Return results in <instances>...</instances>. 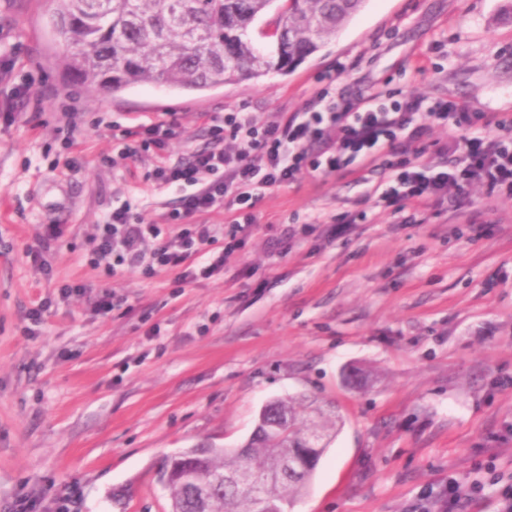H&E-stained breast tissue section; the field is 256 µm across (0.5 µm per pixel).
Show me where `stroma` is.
<instances>
[{
	"mask_svg": "<svg viewBox=\"0 0 512 512\" xmlns=\"http://www.w3.org/2000/svg\"><path fill=\"white\" fill-rule=\"evenodd\" d=\"M50 0H0V512H168L156 471L200 442L238 448L262 406L314 397L342 425L291 512H495L512 492V198L487 229L452 215L398 224L329 177L266 191L262 221L223 272L175 287L161 272L111 279L124 302L95 305L88 239L113 207L144 222L177 193L147 165L106 162L119 126L175 113L171 161L207 145L206 112L261 122L302 111L334 79L512 113V0H365L295 70L204 91L145 84L108 95L64 78ZM33 81L40 114L14 95ZM82 109L84 137L58 113ZM363 210V224L335 223ZM321 223H311V216ZM61 239L29 253L45 225ZM88 289L61 298L65 284ZM40 310L32 319V310ZM368 372L362 388L346 384Z\"/></svg>",
	"mask_w": 512,
	"mask_h": 512,
	"instance_id": "1",
	"label": "stroma"
}]
</instances>
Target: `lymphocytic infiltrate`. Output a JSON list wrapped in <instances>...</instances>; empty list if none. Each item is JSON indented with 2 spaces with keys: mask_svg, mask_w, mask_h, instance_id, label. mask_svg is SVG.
Listing matches in <instances>:
<instances>
[{
  "mask_svg": "<svg viewBox=\"0 0 512 512\" xmlns=\"http://www.w3.org/2000/svg\"><path fill=\"white\" fill-rule=\"evenodd\" d=\"M206 121L209 145L174 163L167 151L180 134L175 116L122 129L117 160L152 154L149 179L182 193L151 224L134 218L128 206L113 208L90 239L91 264L106 277L133 267L172 273L179 286L211 277L260 222L265 191L306 178L350 179L405 224L449 212L462 224L483 223V211L464 202L474 183L487 201L512 197V115L474 112L456 101L399 99L388 91L350 102L327 85L286 118L261 124L252 113L233 111ZM435 127L452 130L453 139L430 138ZM217 209L223 224L203 223ZM170 224L179 227L172 236L164 231Z\"/></svg>",
  "mask_w": 512,
  "mask_h": 512,
  "instance_id": "lymphocytic-infiltrate-1",
  "label": "lymphocytic infiltrate"
}]
</instances>
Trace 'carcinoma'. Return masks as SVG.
Returning a JSON list of instances; mask_svg holds the SVG:
<instances>
[{"instance_id": "cac0c4a2", "label": "carcinoma", "mask_w": 512, "mask_h": 512, "mask_svg": "<svg viewBox=\"0 0 512 512\" xmlns=\"http://www.w3.org/2000/svg\"><path fill=\"white\" fill-rule=\"evenodd\" d=\"M58 66L93 92L116 93L139 84L204 91L228 82L286 73L332 39L363 0H287L284 33L264 55L250 25L275 0H51ZM272 419L256 424L244 449L187 448L168 456L158 479L170 512H259V501L283 512L293 504L341 420L316 399H278ZM301 462L284 476V458ZM249 470L259 482L224 485L219 477Z\"/></svg>"}]
</instances>
